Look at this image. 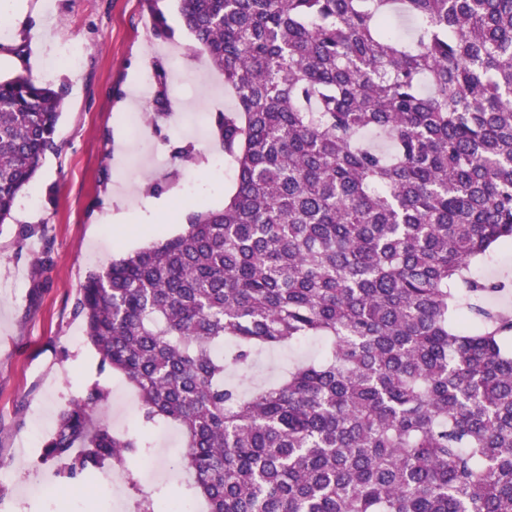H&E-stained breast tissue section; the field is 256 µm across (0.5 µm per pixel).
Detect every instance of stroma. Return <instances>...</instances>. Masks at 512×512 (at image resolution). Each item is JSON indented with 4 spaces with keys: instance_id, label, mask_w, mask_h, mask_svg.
Instances as JSON below:
<instances>
[{
    "instance_id": "obj_1",
    "label": "stroma",
    "mask_w": 512,
    "mask_h": 512,
    "mask_svg": "<svg viewBox=\"0 0 512 512\" xmlns=\"http://www.w3.org/2000/svg\"><path fill=\"white\" fill-rule=\"evenodd\" d=\"M48 16L27 19L40 26L42 55L51 57L66 42L81 48V64L26 69L36 81L62 91L65 108L56 141L29 188L31 202L17 205L0 225V463L13 480L0 484V512H130L128 479L104 481L96 470L83 480L64 469L40 464L43 445L61 412L92 384L107 392L101 416L112 431L150 436L147 457L133 460L130 477L155 470L158 488L179 489L186 475L177 466L180 431L145 429L136 390L121 375L100 367L74 306L88 274L107 269L113 259L183 232L191 212L223 208L233 177L217 171L210 157L220 142L213 131L216 113L232 106L233 91L223 75L193 49L178 0H50ZM165 16L159 35L152 8ZM152 71L167 73L168 99L177 112L154 115L152 103L133 99L131 86ZM146 112L152 120L134 132L121 117ZM192 142L204 160L193 166L171 157L174 146ZM163 191L148 194L147 184ZM128 215L113 224L116 209ZM319 340L259 356L247 380L274 376L302 359L321 358ZM45 487L29 494L34 480Z\"/></svg>"
}]
</instances>
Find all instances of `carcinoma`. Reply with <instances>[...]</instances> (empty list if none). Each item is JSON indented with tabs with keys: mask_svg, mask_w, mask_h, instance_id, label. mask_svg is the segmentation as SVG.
<instances>
[{
	"mask_svg": "<svg viewBox=\"0 0 512 512\" xmlns=\"http://www.w3.org/2000/svg\"><path fill=\"white\" fill-rule=\"evenodd\" d=\"M236 104L224 208L88 275L75 304L147 427L182 430L204 512H512V0H181ZM395 18L409 22L401 35ZM63 94L0 79V224L55 136ZM330 343L249 390L257 351ZM40 463L124 471L151 443L91 415ZM134 512L158 497L134 481ZM489 268V269H487ZM475 273L479 277L483 278H502L508 279L512 277V246L505 250L499 251L493 259L483 265L476 268ZM512 279V278H511Z\"/></svg>",
	"mask_w": 512,
	"mask_h": 512,
	"instance_id": "cac0c4a2",
	"label": "carcinoma"
}]
</instances>
